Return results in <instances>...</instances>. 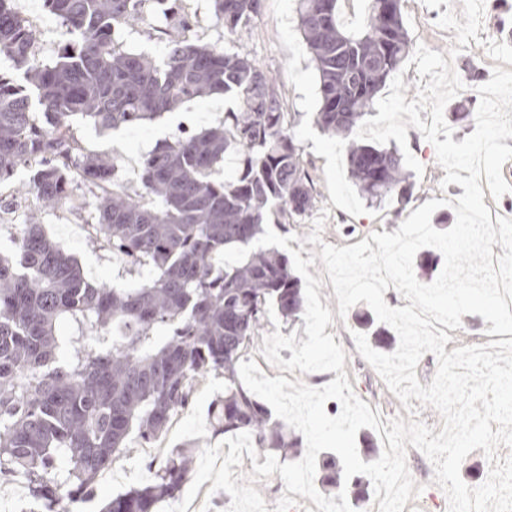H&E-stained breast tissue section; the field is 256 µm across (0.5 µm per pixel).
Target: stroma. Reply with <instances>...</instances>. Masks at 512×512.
Returning <instances> with one entry per match:
<instances>
[{
  "label": "stroma",
  "mask_w": 512,
  "mask_h": 512,
  "mask_svg": "<svg viewBox=\"0 0 512 512\" xmlns=\"http://www.w3.org/2000/svg\"><path fill=\"white\" fill-rule=\"evenodd\" d=\"M401 7L411 40L441 54H453V68L465 84L473 77L479 83L488 82L497 66L512 71V0H402ZM178 15L188 20V27L177 28L175 22L162 16L154 0H145L137 21L120 30V39L126 49L158 59L164 45L156 36L157 28H177L182 36L201 44L223 48L244 45L273 75L283 109L291 116V131L302 146L303 164L315 186L312 209L285 230L291 238L290 248L299 251L301 258L321 252L326 243L341 248L358 244L375 232H395L413 211L432 199L441 202L432 215L433 227L446 231L454 225L456 214L449 201L461 196L463 189L456 184L443 185L446 172L437 161L435 148L415 128L407 130L408 148L424 172L410 174L409 202L401 204L392 198L373 204L358 193L348 177L344 144L321 133L313 122L318 109V83L297 27L295 0H262L260 14L247 28L234 34L215 22L212 0H179ZM486 15L493 16L494 26H482L481 19ZM478 104V96L466 88L446 104L444 117L453 130L454 142H461L474 132ZM226 109L223 96L212 95L185 103L178 111L140 126L103 131L91 121L77 119L72 123V132L85 152L109 153L119 179L135 190L139 187L140 163L157 144L216 123ZM28 182L29 173L21 167L10 181L0 184V254L15 253L19 225L31 216L53 241L77 258L91 284L117 288L139 285V277L125 270L122 257L91 243L90 210L75 212L66 203L53 210L37 209L28 192ZM321 215L326 218L323 242L309 243L313 222ZM308 271L323 281L318 289L321 303L335 314L326 331L345 350L344 371L356 396L380 413L382 419L405 416L399 399L361 357L352 338L361 329L358 315L372 316V309L359 303L345 317H337L338 301L323 263L315 262ZM223 395V377H202L195 386L191 405L175 416L154 447L136 446L115 459L98 477L93 496L76 502L73 512H101L113 495L147 483L152 467L166 460L181 444L192 443L200 451L222 442L224 436L214 428L211 408ZM254 487L265 500L268 512H319L309 498L286 491L280 473L260 478Z\"/></svg>",
  "instance_id": "obj_1"
}]
</instances>
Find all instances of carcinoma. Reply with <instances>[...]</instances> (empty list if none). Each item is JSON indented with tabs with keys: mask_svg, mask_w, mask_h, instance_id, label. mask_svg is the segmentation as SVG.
I'll return each instance as SVG.
<instances>
[{
	"mask_svg": "<svg viewBox=\"0 0 512 512\" xmlns=\"http://www.w3.org/2000/svg\"><path fill=\"white\" fill-rule=\"evenodd\" d=\"M13 2L0 0V54L21 80L0 75V182L28 168L40 207L62 204L74 184L96 188L93 241L130 270L148 265L151 273L135 288L94 286L41 225L25 220L15 255L0 257V474H23L45 512H70L65 505L89 495L132 442L146 448L157 439L208 374L224 377V401L213 412L219 431L248 433L262 452H302V439L238 374L268 306L288 322L304 304L288 257L256 246L267 225L295 222L314 204L273 77L247 51L184 37L168 42L159 63L123 49L117 34L133 20L134 0H45L72 38L55 60L39 63L35 32ZM213 2L217 23L233 34L262 0ZM336 3L297 0L318 77L314 122L347 143L348 174L363 196L405 199L403 155L355 141L376 94L415 51L401 0H370L360 36L341 28ZM218 93L235 105L224 122L156 147L135 193L110 157L82 153L72 134L76 116L117 130ZM227 155L235 156V175L216 182L211 172ZM229 247L251 251L222 266L218 255ZM63 319L81 335H57ZM192 460V450L176 451L148 484L112 497L104 512H158L181 491ZM322 472L327 486L341 487L334 457L323 456Z\"/></svg>",
	"mask_w": 512,
	"mask_h": 512,
	"instance_id": "1",
	"label": "carcinoma"
}]
</instances>
